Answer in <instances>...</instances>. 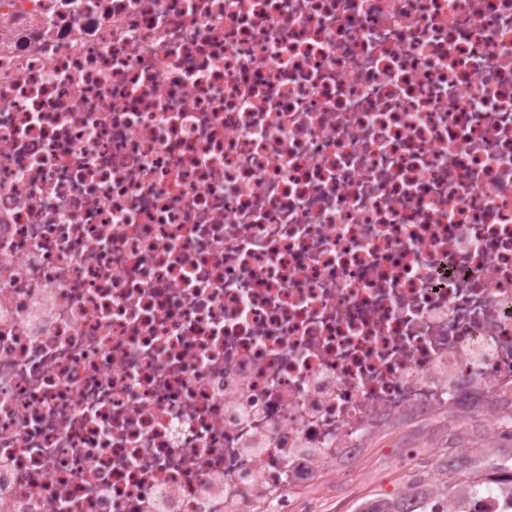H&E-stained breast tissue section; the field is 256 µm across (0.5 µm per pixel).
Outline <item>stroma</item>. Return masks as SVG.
I'll return each instance as SVG.
<instances>
[{"instance_id": "obj_1", "label": "stroma", "mask_w": 512, "mask_h": 512, "mask_svg": "<svg viewBox=\"0 0 512 512\" xmlns=\"http://www.w3.org/2000/svg\"><path fill=\"white\" fill-rule=\"evenodd\" d=\"M482 425L481 417L460 424L448 421L427 431L424 426H406L378 439L348 468L341 484L328 483L313 495H298L294 512H357L368 500L392 494L394 489L407 485L418 471H432L448 448L469 443ZM395 448H420L424 455L420 465L395 464L390 452Z\"/></svg>"}]
</instances>
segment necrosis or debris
Listing matches in <instances>:
<instances>
[{
  "mask_svg": "<svg viewBox=\"0 0 512 512\" xmlns=\"http://www.w3.org/2000/svg\"><path fill=\"white\" fill-rule=\"evenodd\" d=\"M446 412L512 415V0H0V512H291Z\"/></svg>",
  "mask_w": 512,
  "mask_h": 512,
  "instance_id": "necrosis-or-debris-1",
  "label": "necrosis or debris"
}]
</instances>
